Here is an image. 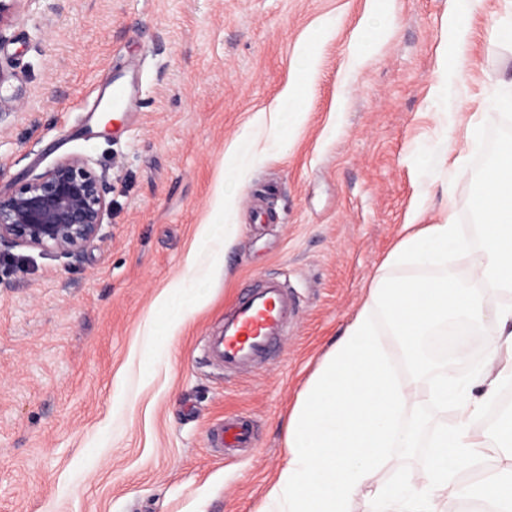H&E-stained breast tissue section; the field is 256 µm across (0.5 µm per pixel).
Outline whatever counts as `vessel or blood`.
Masks as SVG:
<instances>
[{
    "instance_id": "b4317fda",
    "label": "vessel or blood",
    "mask_w": 512,
    "mask_h": 512,
    "mask_svg": "<svg viewBox=\"0 0 512 512\" xmlns=\"http://www.w3.org/2000/svg\"><path fill=\"white\" fill-rule=\"evenodd\" d=\"M135 96L132 82L113 77V107L127 110ZM297 314L296 297L285 280L258 276L225 309L222 323L209 333L205 357L228 374L273 365ZM251 434L249 422L238 418L214 425L210 441L215 448H238L249 444Z\"/></svg>"
}]
</instances>
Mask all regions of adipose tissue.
<instances>
[{
  "instance_id": "1",
  "label": "adipose tissue",
  "mask_w": 512,
  "mask_h": 512,
  "mask_svg": "<svg viewBox=\"0 0 512 512\" xmlns=\"http://www.w3.org/2000/svg\"><path fill=\"white\" fill-rule=\"evenodd\" d=\"M479 234L457 223L446 198L439 223L407 234L388 254L342 338L322 357L299 393L285 426L288 458L266 499L284 512H448L450 503L479 512H512V418L483 420L503 385L512 382V137H503L471 198ZM465 260L466 276L406 277V268ZM204 294L178 287L156 309L174 337ZM451 323L483 336L480 354L467 344L432 373L416 349L419 337ZM481 396H474V389ZM452 417L427 426L425 405ZM427 446L417 473L382 480L397 448Z\"/></svg>"
}]
</instances>
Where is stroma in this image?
I'll list each match as a JSON object with an SVG mask.
<instances>
[{"mask_svg":"<svg viewBox=\"0 0 512 512\" xmlns=\"http://www.w3.org/2000/svg\"><path fill=\"white\" fill-rule=\"evenodd\" d=\"M449 0H392L388 32L359 67L350 45L368 0H20L0 28V191L79 156L111 203L78 259L0 250V512H261L287 460L284 423L361 307L409 219L437 223L450 190L459 223L492 155L512 89L500 0L466 20L461 81H443ZM325 29L305 119L259 137L244 178L227 147L274 111L296 46ZM138 71L133 113L111 124L104 81ZM483 112L468 174L454 177L450 98ZM225 183L238 233L174 340L146 334L155 299L194 288L191 255ZM286 278L300 313L273 366L224 374L207 330L253 276ZM254 418L255 445L222 456L211 425Z\"/></svg>","mask_w":512,"mask_h":512,"instance_id":"stroma-1","label":"stroma"}]
</instances>
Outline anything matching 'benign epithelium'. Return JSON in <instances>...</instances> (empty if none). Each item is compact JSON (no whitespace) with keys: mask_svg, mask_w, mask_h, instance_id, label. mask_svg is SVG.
Here are the masks:
<instances>
[{"mask_svg":"<svg viewBox=\"0 0 512 512\" xmlns=\"http://www.w3.org/2000/svg\"><path fill=\"white\" fill-rule=\"evenodd\" d=\"M106 181L79 156L0 192V246L66 258L98 237L110 208Z\"/></svg>","mask_w":512,"mask_h":512,"instance_id":"1","label":"benign epithelium"}]
</instances>
